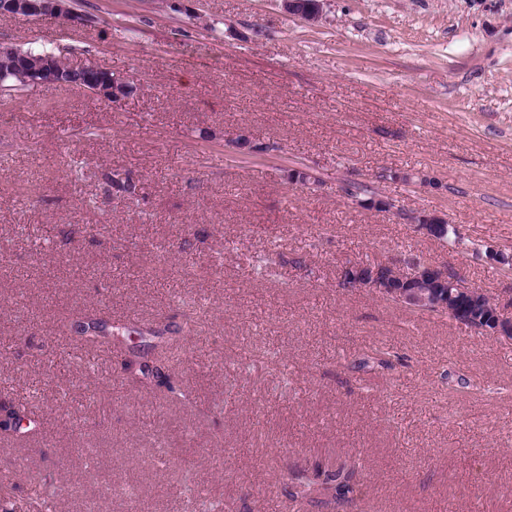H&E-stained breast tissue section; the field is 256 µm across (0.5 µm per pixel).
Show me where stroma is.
<instances>
[{
  "label": "stroma",
  "mask_w": 512,
  "mask_h": 512,
  "mask_svg": "<svg viewBox=\"0 0 512 512\" xmlns=\"http://www.w3.org/2000/svg\"><path fill=\"white\" fill-rule=\"evenodd\" d=\"M79 22L0 15V47L124 76L0 105V512H294L292 469L356 464L348 512H512V341L339 284L349 264L448 262L512 299V0H75ZM305 180H298V173ZM129 175L135 196L118 192ZM355 182L394 203L361 207ZM430 212L461 242L421 234ZM208 318L172 349L185 405L70 360L77 310ZM383 366H362L371 349ZM255 360L240 365L236 352ZM22 417L28 418L25 410L20 409L16 406H4L0 408V434L6 436H12L15 434H24L33 430L31 422L18 432V424L23 419Z\"/></svg>",
  "instance_id": "35a3bbf8"
}]
</instances>
